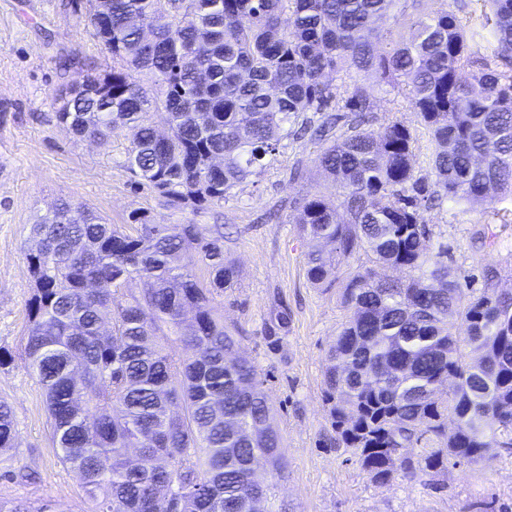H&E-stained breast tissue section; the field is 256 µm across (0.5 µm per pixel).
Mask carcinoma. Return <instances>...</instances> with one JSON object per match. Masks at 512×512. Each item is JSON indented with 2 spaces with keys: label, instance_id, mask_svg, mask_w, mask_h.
Instances as JSON below:
<instances>
[{
  "label": "carcinoma",
  "instance_id": "obj_1",
  "mask_svg": "<svg viewBox=\"0 0 512 512\" xmlns=\"http://www.w3.org/2000/svg\"><path fill=\"white\" fill-rule=\"evenodd\" d=\"M399 2L73 0L112 70H74L85 89L54 102L77 137L129 129L134 184L194 212L223 202L315 116L343 124L317 156L336 199L309 192L295 208L313 285H330L359 251L375 263L341 288L351 315L323 383L337 440L378 484L512 448V292L465 299L423 218L431 202L512 196V68L496 66L512 59V0H481L478 22L413 0L407 38L388 27ZM487 38L492 55L480 57ZM339 70L375 72L407 92L437 145L430 172L416 174L402 122L363 129L372 94L324 81ZM32 234L25 359L91 512H275L282 441L243 336L220 310L238 277L224 232L145 211L109 224L62 201ZM379 266L413 275L387 280ZM132 279L137 292L125 288ZM290 323L286 302L270 309L269 347ZM14 441L0 400V452ZM408 448L416 459L402 456ZM0 512L52 510L16 502Z\"/></svg>",
  "mask_w": 512,
  "mask_h": 512
}]
</instances>
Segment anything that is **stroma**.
I'll use <instances>...</instances> for the list:
<instances>
[{
	"mask_svg": "<svg viewBox=\"0 0 512 512\" xmlns=\"http://www.w3.org/2000/svg\"><path fill=\"white\" fill-rule=\"evenodd\" d=\"M69 2L0 0V348L12 355L11 363L0 367V399L10 404L16 431L14 448L0 454V501L48 502L54 512L90 508L80 477L62 464L50 442L43 391L24 356L31 228L57 200L71 199L113 224L143 210L162 224L223 225L224 252L238 267L237 286L224 295V320L245 332L242 350L260 372L284 446L277 512H475L483 502L512 512V450L499 449L484 465L448 464L425 482L399 478L379 485L335 443L323 392L325 358L348 316L339 297L343 282L371 267L372 259L354 254L325 289L307 278L311 244L300 232L292 203L308 192L335 193L316 168L323 140L308 134L288 139L280 155L208 209L166 205L154 192L134 186L126 166L128 130L105 142L82 140L54 118L52 102L65 66H112ZM327 80L372 88L367 130L402 121L416 136V172L428 170L435 145L400 87L354 72H333ZM423 217L433 243L447 247L461 288L483 289V275L491 269L496 289H512V197L467 211L446 203ZM484 229L494 235L485 247L475 241ZM280 299L292 310V324L272 349L264 339V321Z\"/></svg>",
	"mask_w": 512,
	"mask_h": 512,
	"instance_id": "stroma-1",
	"label": "stroma"
}]
</instances>
